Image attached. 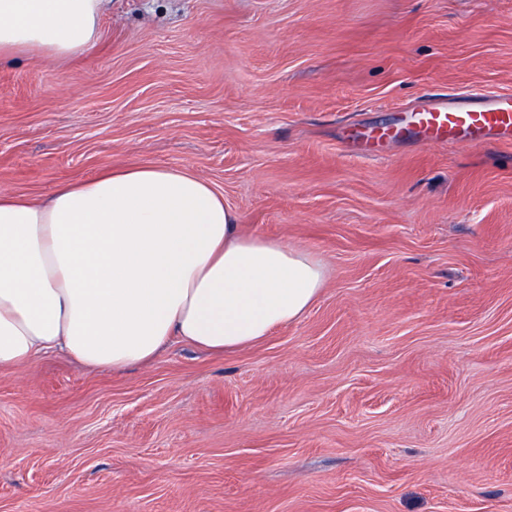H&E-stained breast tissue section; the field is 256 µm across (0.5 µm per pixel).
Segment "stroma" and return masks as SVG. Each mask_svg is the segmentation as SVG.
I'll return each mask as SVG.
<instances>
[{
    "label": "stroma",
    "instance_id": "stroma-1",
    "mask_svg": "<svg viewBox=\"0 0 512 512\" xmlns=\"http://www.w3.org/2000/svg\"><path fill=\"white\" fill-rule=\"evenodd\" d=\"M512 94V0H110L0 61V190L186 169L326 269L224 354L0 373V512H512V142L345 134Z\"/></svg>",
    "mask_w": 512,
    "mask_h": 512
}]
</instances>
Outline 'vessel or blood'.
<instances>
[{
    "mask_svg": "<svg viewBox=\"0 0 512 512\" xmlns=\"http://www.w3.org/2000/svg\"><path fill=\"white\" fill-rule=\"evenodd\" d=\"M414 135L426 143L444 139L483 143L512 141V95H451L414 108L406 124L373 126L360 133L362 142Z\"/></svg>",
    "mask_w": 512,
    "mask_h": 512,
    "instance_id": "vessel-or-blood-1",
    "label": "vessel or blood"
}]
</instances>
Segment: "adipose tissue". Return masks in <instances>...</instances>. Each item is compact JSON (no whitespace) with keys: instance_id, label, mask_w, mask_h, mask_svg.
Returning <instances> with one entry per match:
<instances>
[{"instance_id":"obj_1","label":"adipose tissue","mask_w":512,"mask_h":512,"mask_svg":"<svg viewBox=\"0 0 512 512\" xmlns=\"http://www.w3.org/2000/svg\"><path fill=\"white\" fill-rule=\"evenodd\" d=\"M107 0H0V56L76 57ZM325 281L305 252L241 233L224 196L155 164L0 192V372L52 353L112 370L172 341L243 348L299 319Z\"/></svg>"}]
</instances>
